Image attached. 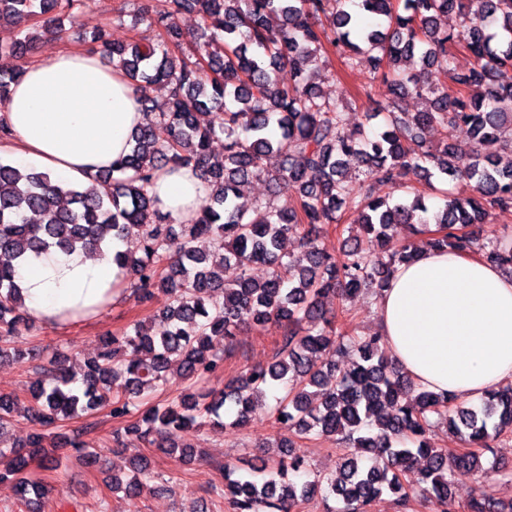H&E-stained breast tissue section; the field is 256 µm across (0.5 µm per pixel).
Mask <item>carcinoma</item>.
I'll use <instances>...</instances> for the list:
<instances>
[{
  "mask_svg": "<svg viewBox=\"0 0 512 512\" xmlns=\"http://www.w3.org/2000/svg\"><path fill=\"white\" fill-rule=\"evenodd\" d=\"M34 0H0V25L18 26L32 13ZM89 0H39L41 24L24 37L0 45V102L18 82L27 56L41 37L61 39L64 20ZM456 13L460 30L445 31L442 15ZM199 17L208 39L191 61L177 55L182 34L176 18ZM163 38L141 44L103 42L112 65L142 92L146 121L131 136L129 152L83 190L54 184L48 174L22 172L0 162V359L20 362L14 339L28 327L16 313L24 306L17 265L28 253L51 249L67 254L76 246L112 245V238L141 241V254L117 251L115 263L133 277L144 298L161 291L169 305L155 316L152 332L136 322L120 335L105 336L100 352L83 361L75 379L66 362L54 360L47 383L30 393L29 403L0 394V431L24 417L41 426L23 443L0 448V481L16 480L23 496L48 501L50 489L29 471L30 463L52 471L59 460L45 451L58 421L91 414L110 403L114 419L139 410L134 398L167 382L172 367L188 379L218 373L224 357L212 351L216 338L224 348L246 324L281 330L271 361L246 369L213 393L187 392L158 402L124 427L115 438L121 450L155 446L168 454L192 456L184 436L204 424L234 426L251 422L279 392L270 413L283 417L286 449L271 464L227 479L224 497L235 512H299L318 495L341 503L339 512H368L385 493L401 507L411 498L442 505L455 469H481L483 454L499 436L512 432V386L492 390L478 406L417 388L390 360L383 337L337 340L332 304H344L365 288H383L395 268L417 255L404 245L387 252L398 227L417 231L434 224L428 248L473 252L481 249L484 224L498 209L512 208V0H165L155 12ZM459 46L472 66H453ZM344 64L365 60L373 73L393 86L395 100L366 113L378 130L347 127L344 107L324 98L318 84L327 48ZM292 67L291 88L275 74ZM168 87L166 110L154 111L147 89ZM414 96L429 107L407 112L400 100ZM166 133L159 142L156 127ZM445 133L441 144L427 142L425 131ZM458 128L469 142L453 137ZM224 134V156L216 161L210 145ZM496 144L492 154L482 152ZM472 155L465 169L454 158ZM365 178L396 187L408 170L427 185L473 184L467 198L448 196L433 208L419 190L397 199L375 197L364 184L352 185L349 163ZM193 166L208 181V204L188 224L176 225L151 193L156 174L169 166ZM263 178L274 188L290 184L298 206L277 207L267 199L246 209L237 203L240 187ZM353 216L361 238H346L336 258L318 244L325 226ZM294 237L302 248L296 258L281 252ZM209 239L212 252L194 243ZM485 259L512 272V235L495 238ZM234 264L238 277L224 279ZM268 268L262 280L250 270ZM330 347L347 352L356 364L346 370L318 363ZM445 423L465 445L463 452L437 448L427 437ZM309 435L335 437L351 448L339 475L324 481L284 480L299 473L295 440ZM150 478L147 463L134 459L131 474L112 477V489L139 492ZM465 512H512V500L492 502L473 495Z\"/></svg>",
  "mask_w": 512,
  "mask_h": 512,
  "instance_id": "cac0c4a2",
  "label": "carcinoma"
}]
</instances>
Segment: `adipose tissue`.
I'll return each mask as SVG.
<instances>
[{
    "instance_id": "adipose-tissue-1",
    "label": "adipose tissue",
    "mask_w": 512,
    "mask_h": 512,
    "mask_svg": "<svg viewBox=\"0 0 512 512\" xmlns=\"http://www.w3.org/2000/svg\"><path fill=\"white\" fill-rule=\"evenodd\" d=\"M139 98L121 70L77 48L27 65L5 105L13 165L55 183L87 181L129 151L145 121ZM153 191L163 212L185 224L210 189L184 166L163 172ZM122 247L116 240L92 256L27 255L18 277L29 312L53 326L98 316L118 297L112 284L124 273L114 253ZM377 315L393 362L421 388L477 402L512 383V274L500 267L472 254L420 251L382 288Z\"/></svg>"
}]
</instances>
